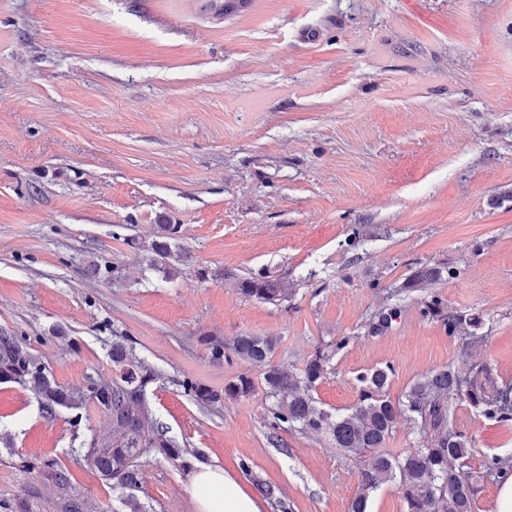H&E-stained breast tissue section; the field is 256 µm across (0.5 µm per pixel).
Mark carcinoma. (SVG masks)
<instances>
[{
  "instance_id": "cac0c4a2",
  "label": "carcinoma",
  "mask_w": 512,
  "mask_h": 512,
  "mask_svg": "<svg viewBox=\"0 0 512 512\" xmlns=\"http://www.w3.org/2000/svg\"><path fill=\"white\" fill-rule=\"evenodd\" d=\"M248 2L206 0V5L218 16H230L240 13ZM177 233L178 225L160 215L150 243L145 245L131 238L127 245L146 253L150 268L170 280L180 267L192 261L189 253L172 250ZM446 275L451 277L453 272L424 266L414 271L403 287L418 288ZM237 286L243 296L273 305L288 300L292 293L290 283L264 271L238 278ZM443 321L449 334H461L473 342L479 340L473 331L478 326L475 319L450 314ZM204 343L209 345L214 362L223 361L229 351L242 360L263 363L273 353L277 340L272 336L243 335L230 346L211 338L204 339ZM328 361V354L318 350L297 373L271 365L264 374V383L273 398L272 426L298 425L307 432L323 433L339 451L361 459L362 492L352 502L351 512H366L369 493L392 482L398 483L407 512H473L477 485L463 467L474 448L472 439L449 427L453 419L451 407L457 401H466L488 418H511L512 385L498 381L482 364L463 375L447 368L423 376L409 388L405 401L395 404L384 394L389 373L377 369L359 378L364 388L351 412L333 415L317 408L312 396L324 378ZM112 363L117 368L116 378L110 383L92 384L88 394V399L111 418L112 428L91 440L85 457L103 480L112 482V488L131 490L139 484L140 459L148 449L155 448L174 461L183 457L184 449L166 436L147 409L142 393L155 373L133 357L127 339L112 343ZM2 381L31 384L47 417L78 401L49 379L22 341L5 333H0ZM183 386L202 405L218 404L226 397L246 398L254 389L246 376L237 377L221 391L192 381L183 382ZM401 415L413 425L419 446L402 456H393L384 450V445ZM44 468L58 491L60 512H95L92 504L73 493L72 475L67 468L54 460L45 461Z\"/></svg>"
}]
</instances>
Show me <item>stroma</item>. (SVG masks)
Listing matches in <instances>:
<instances>
[{
    "instance_id": "stroma-1",
    "label": "stroma",
    "mask_w": 512,
    "mask_h": 512,
    "mask_svg": "<svg viewBox=\"0 0 512 512\" xmlns=\"http://www.w3.org/2000/svg\"><path fill=\"white\" fill-rule=\"evenodd\" d=\"M161 214L195 259L171 280L126 244ZM425 265L454 275L404 287ZM262 269L293 283L287 301L240 294ZM434 298L478 318L481 343L424 316ZM0 332L74 392L111 381L112 343L130 339L157 374L146 405L185 450L142 458L149 512H196L208 464L253 496L271 485L262 512H350L361 464L272 427L266 365L212 362L203 339L276 337L269 363L293 373L331 351L313 396L332 414L379 368L395 403L475 362L512 384V0H252L227 17L203 0H0ZM241 375L252 395L218 405L182 387ZM110 428L92 403L48 418L0 383V512H58L50 459L99 512H126L84 458ZM454 428L491 512L485 471L512 456V419L462 402Z\"/></svg>"
}]
</instances>
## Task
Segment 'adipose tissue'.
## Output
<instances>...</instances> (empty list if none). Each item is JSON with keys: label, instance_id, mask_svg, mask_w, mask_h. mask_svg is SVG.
<instances>
[{"label": "adipose tissue", "instance_id": "obj_1", "mask_svg": "<svg viewBox=\"0 0 512 512\" xmlns=\"http://www.w3.org/2000/svg\"><path fill=\"white\" fill-rule=\"evenodd\" d=\"M190 492L197 512H261L259 501L217 465L196 471Z\"/></svg>", "mask_w": 512, "mask_h": 512}]
</instances>
